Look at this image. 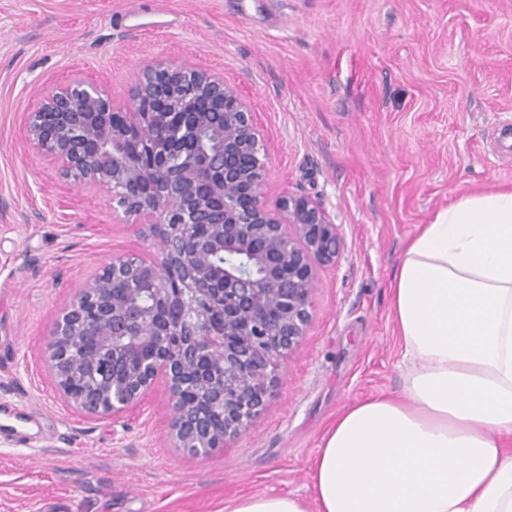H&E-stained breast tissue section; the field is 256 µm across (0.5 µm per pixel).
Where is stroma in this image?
Wrapping results in <instances>:
<instances>
[{
	"instance_id": "35a3bbf8",
	"label": "stroma",
	"mask_w": 512,
	"mask_h": 512,
	"mask_svg": "<svg viewBox=\"0 0 512 512\" xmlns=\"http://www.w3.org/2000/svg\"><path fill=\"white\" fill-rule=\"evenodd\" d=\"M155 56L222 73L269 147V200L320 198L342 227L300 351L227 448L175 447L165 381L131 416L84 420L41 361L55 316L148 225L94 185L58 188L22 138L39 97L101 79L125 103ZM512 186V0H0V512H224L313 500L337 415L399 392L390 288L407 241L457 198ZM225 512H309L305 501L290 494L250 495L224 505Z\"/></svg>"
}]
</instances>
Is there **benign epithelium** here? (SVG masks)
Segmentation results:
<instances>
[{
    "mask_svg": "<svg viewBox=\"0 0 512 512\" xmlns=\"http://www.w3.org/2000/svg\"><path fill=\"white\" fill-rule=\"evenodd\" d=\"M23 133L60 184L107 190L162 245L157 261L112 258L59 310L44 363L65 402L119 417L162 377L178 447L206 456L239 439L307 336L340 225L317 197L269 205L255 113L188 61L143 63L123 105L99 80L59 83Z\"/></svg>",
    "mask_w": 512,
    "mask_h": 512,
    "instance_id": "obj_1",
    "label": "benign epithelium"
}]
</instances>
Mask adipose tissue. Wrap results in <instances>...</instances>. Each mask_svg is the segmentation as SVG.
<instances>
[{
  "instance_id": "adipose-tissue-1",
  "label": "adipose tissue",
  "mask_w": 512,
  "mask_h": 512,
  "mask_svg": "<svg viewBox=\"0 0 512 512\" xmlns=\"http://www.w3.org/2000/svg\"><path fill=\"white\" fill-rule=\"evenodd\" d=\"M391 312L402 389L346 408L313 461L316 512H512V188L460 197L407 244ZM224 512H307L290 494Z\"/></svg>"
}]
</instances>
